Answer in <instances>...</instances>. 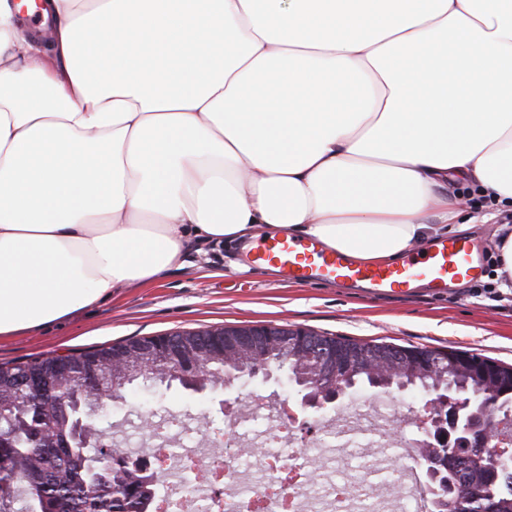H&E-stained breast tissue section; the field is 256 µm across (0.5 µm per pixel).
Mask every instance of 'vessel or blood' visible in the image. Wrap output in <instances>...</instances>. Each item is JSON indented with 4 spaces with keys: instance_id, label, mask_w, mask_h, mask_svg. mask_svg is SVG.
I'll list each match as a JSON object with an SVG mask.
<instances>
[{
    "instance_id": "vessel-or-blood-1",
    "label": "vessel or blood",
    "mask_w": 512,
    "mask_h": 512,
    "mask_svg": "<svg viewBox=\"0 0 512 512\" xmlns=\"http://www.w3.org/2000/svg\"><path fill=\"white\" fill-rule=\"evenodd\" d=\"M251 260L259 268H277L292 283L343 284L361 289L370 299L408 296L421 282L446 291L457 282L476 279L481 267L470 245L452 236L414 250L398 264L363 265L324 250L315 239L282 231L258 241Z\"/></svg>"
}]
</instances>
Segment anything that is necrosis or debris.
<instances>
[{"label":"necrosis or debris","mask_w":512,"mask_h":512,"mask_svg":"<svg viewBox=\"0 0 512 512\" xmlns=\"http://www.w3.org/2000/svg\"><path fill=\"white\" fill-rule=\"evenodd\" d=\"M147 449L121 457L148 480V512H439L420 465L425 407H412L397 435L387 397L322 417L299 437L286 408L251 394L223 427L205 411L153 416Z\"/></svg>","instance_id":"obj_1"}]
</instances>
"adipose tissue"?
<instances>
[{
    "mask_svg": "<svg viewBox=\"0 0 512 512\" xmlns=\"http://www.w3.org/2000/svg\"><path fill=\"white\" fill-rule=\"evenodd\" d=\"M0 0V335L285 230L365 265L512 211V0Z\"/></svg>",
    "mask_w": 512,
    "mask_h": 512,
    "instance_id": "adipose-tissue-1",
    "label": "adipose tissue"
}]
</instances>
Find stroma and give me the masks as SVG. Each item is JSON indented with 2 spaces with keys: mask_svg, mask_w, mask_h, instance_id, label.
Instances as JSON below:
<instances>
[{
  "mask_svg": "<svg viewBox=\"0 0 512 512\" xmlns=\"http://www.w3.org/2000/svg\"><path fill=\"white\" fill-rule=\"evenodd\" d=\"M469 238L485 267L479 279L465 281L446 295L421 287L410 296L365 299L355 288L331 283L295 285L268 269L234 272L230 264L242 253L233 244L199 251L189 243L180 265L157 280L112 296L70 316L0 339V362L76 348L109 345L129 338L176 331L275 324L301 327L324 336L356 342L463 350L512 364V289L503 290L490 257L497 250L492 233L500 221L496 209L475 214ZM499 290L489 300L484 288ZM127 416V436L140 435L139 414L206 410L216 426L223 415L209 400L178 389L142 391Z\"/></svg>",
  "mask_w": 512,
  "mask_h": 512,
  "instance_id": "stroma-1",
  "label": "stroma"
}]
</instances>
